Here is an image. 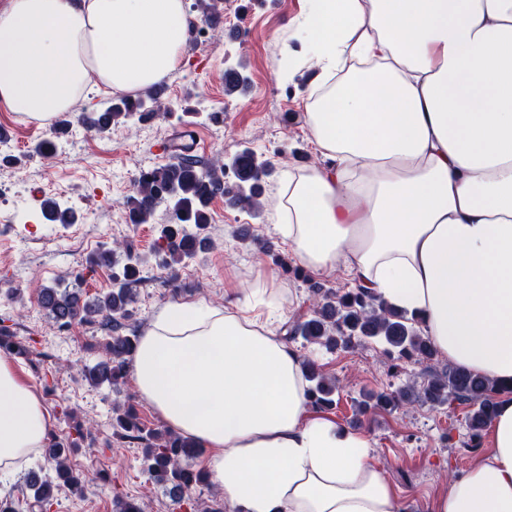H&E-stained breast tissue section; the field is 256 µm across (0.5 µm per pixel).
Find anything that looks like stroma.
<instances>
[{
  "mask_svg": "<svg viewBox=\"0 0 512 512\" xmlns=\"http://www.w3.org/2000/svg\"><path fill=\"white\" fill-rule=\"evenodd\" d=\"M306 8L307 0H224L222 26L209 28L203 40L188 42L182 66L161 82L160 99L171 108V115L97 134L86 131L78 118L84 112L104 110L109 96L79 101L68 113L72 130L60 139L58 153L51 158L33 152L37 142L50 137L51 127L0 109V126L9 131L6 145L0 146V187L7 191L0 200V325L10 327L33 350L29 358L15 359L14 366L21 381L48 408L55 436L67 434L71 423H93L94 438L72 455V466L103 470L111 477L106 484L86 482L78 494L59 490L50 512H112L117 498L142 502L146 512H191L211 500L210 490L203 486L192 492L190 503L174 502L144 472L141 446L113 441L112 393L91 388L61 368L68 361H96L107 331L97 324L58 331L39 305L38 290L81 271L89 254L116 238L129 240L137 253L151 258L157 225L167 218L165 209H158L152 223L132 226L126 222L123 203L139 170L167 159V142L187 127L201 138L196 159L227 160L248 147L273 160L275 170L258 210L230 206L222 197L213 201L209 227L216 243L213 250L174 274L151 259L136 286L140 325H147L156 310L176 300L223 303L241 295L260 273L292 289V303L284 310L287 318L307 311L306 283L274 261L289 251L268 218L283 169L320 161L298 106L312 66L298 68L285 83L276 76L285 53L303 52L296 30ZM229 68L247 77L243 93L225 95L224 72ZM47 197L72 206L78 222L45 223L40 204ZM266 240L272 242L274 255L260 251L259 242ZM172 277L178 290L168 285ZM292 346L300 358L315 360L335 377L340 399L326 411V418L368 435L374 464L406 501L420 503L446 492L449 474L489 457L490 432H483L479 448L470 446L469 405L416 404L359 413L364 394L389 393L426 378L420 365L394 363L384 354L382 343L369 341L334 352L299 340ZM67 408L72 417H64Z\"/></svg>",
  "mask_w": 512,
  "mask_h": 512,
  "instance_id": "obj_1",
  "label": "stroma"
}]
</instances>
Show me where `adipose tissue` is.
I'll return each mask as SVG.
<instances>
[{"instance_id": "ef3b65f1", "label": "adipose tissue", "mask_w": 512, "mask_h": 512, "mask_svg": "<svg viewBox=\"0 0 512 512\" xmlns=\"http://www.w3.org/2000/svg\"><path fill=\"white\" fill-rule=\"evenodd\" d=\"M196 22L185 0H6L0 106L49 124L90 82L144 90L180 67ZM298 30L322 162L284 170L274 230L312 273L344 269L420 316L439 355L512 384V0H308ZM261 304L281 306L263 274L224 305H164L134 355L138 394L205 449L225 512H409L366 434L309 416ZM52 426L0 357V471ZM490 431V456L424 512H512V397Z\"/></svg>"}]
</instances>
